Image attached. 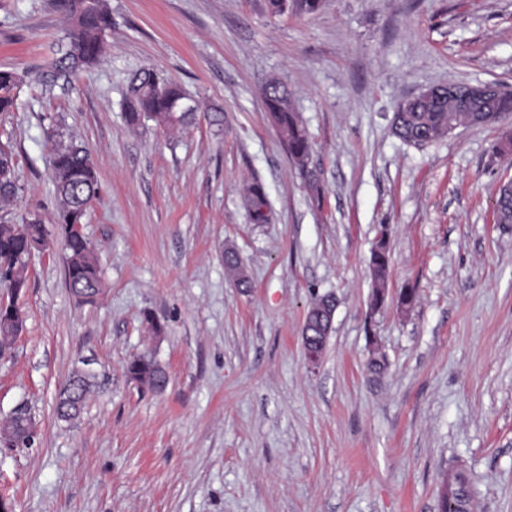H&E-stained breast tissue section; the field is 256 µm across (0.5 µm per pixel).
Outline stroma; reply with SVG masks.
Wrapping results in <instances>:
<instances>
[{
    "mask_svg": "<svg viewBox=\"0 0 512 512\" xmlns=\"http://www.w3.org/2000/svg\"><path fill=\"white\" fill-rule=\"evenodd\" d=\"M96 66L53 79L64 35L49 0H0V112L17 194L0 224H53V127L85 143L100 191L83 219L105 292L78 304L57 239L35 252L25 325L0 360V419L27 405L32 447L0 453L9 512H437L451 469L475 512H512V224L495 196L512 115L418 148L392 130L401 100L436 84L512 89V0H322L272 17L265 0H109ZM178 84L185 122L127 126L133 73ZM276 77L312 143L314 202L266 117ZM223 127L211 125L213 108ZM260 181L269 223L243 187ZM390 249L387 305L369 258ZM242 257L249 288L224 273ZM416 293L400 308L402 289ZM336 299L318 364L301 330ZM153 314L164 326L152 337ZM151 354L168 384L131 381ZM380 361L381 370L370 367ZM96 384L57 420L77 370ZM20 78L12 70H0V112H9L15 107V90Z\"/></svg>",
    "mask_w": 512,
    "mask_h": 512,
    "instance_id": "stroma-1",
    "label": "stroma"
}]
</instances>
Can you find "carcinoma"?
Here are the masks:
<instances>
[{
	"label": "carcinoma",
	"mask_w": 512,
	"mask_h": 512,
	"mask_svg": "<svg viewBox=\"0 0 512 512\" xmlns=\"http://www.w3.org/2000/svg\"><path fill=\"white\" fill-rule=\"evenodd\" d=\"M52 6L69 20L65 43L60 45L53 61L56 74L69 77L73 72L96 65L103 54L106 33L112 29V10L109 0H52ZM20 78L12 70H0V112L15 107V90ZM264 104L272 126L298 167L308 190L316 201H321V187L316 172L309 167L312 145L295 111L288 89L271 79L262 89ZM463 91L453 98L436 101L414 102L408 112H396L393 132L404 142L422 148L448 135V127L488 125L512 115V90H505L488 104V112H467L462 108ZM182 89L161 79L154 70L143 69L131 79L124 96L122 110L127 125L136 127L146 120L160 125H172L192 111L185 105ZM52 178L58 201L55 218L57 234L64 238L67 251L66 282L70 292L81 304H93L102 294L100 270L94 250L85 235L72 232L69 225L80 223L88 204L99 190V175L89 149L82 143L69 139L53 144ZM244 205L255 224L268 219L269 201L261 184L248 185L244 192ZM496 220L512 224V195L503 191L494 204ZM48 229L35 217L24 224H0V263L8 265L9 283L13 288L25 286L28 259L32 251L47 239ZM390 260L386 241H380L371 255L373 288L371 307L376 310L386 301L381 289L387 287ZM227 275L239 286L248 287L249 279L237 253L224 252ZM128 378L161 391L168 383V376L156 361L147 354L134 357L126 367ZM92 386V376L76 371L59 394L55 406L58 419L69 420L72 395L78 404H85ZM28 418L13 412L0 423L1 448H29L34 444L35 433L28 430ZM471 502L470 481L459 471L443 479L439 500L440 512H469Z\"/></svg>",
	"instance_id": "cac0c4a2"
}]
</instances>
